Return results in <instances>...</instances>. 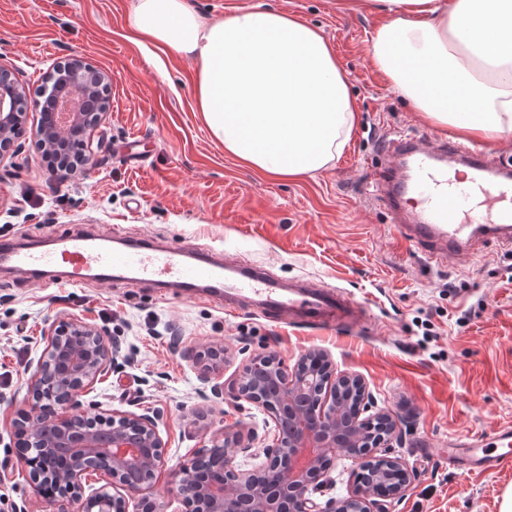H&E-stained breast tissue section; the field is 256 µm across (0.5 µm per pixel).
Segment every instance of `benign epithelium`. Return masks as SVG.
Returning a JSON list of instances; mask_svg holds the SVG:
<instances>
[{
	"instance_id": "obj_1",
	"label": "benign epithelium",
	"mask_w": 512,
	"mask_h": 512,
	"mask_svg": "<svg viewBox=\"0 0 512 512\" xmlns=\"http://www.w3.org/2000/svg\"><path fill=\"white\" fill-rule=\"evenodd\" d=\"M69 79L53 73L44 78L43 96L54 99L51 112L40 114L34 136L46 154H59L65 141L84 145L102 120L108 100L99 89L111 76L80 56L66 66ZM23 87L0 66V160L19 138L25 113ZM96 164L93 150L78 165L52 168L59 181L84 177ZM118 347L105 329L78 318L59 319L49 327L46 344L31 376L29 409L13 422L14 445L25 449L41 468L30 471L32 486L54 483L46 496L53 512H164L150 496L165 466L166 443L155 417L127 411L81 410V397L112 366ZM222 358L200 373L210 385L205 400L244 401L263 412L272 431L217 436L182 466L174 492L185 512H395L417 472L391 449L404 445L406 431L390 425L374 447L383 467L357 474L344 497L327 496L335 481L328 475L338 453H354L369 420L361 415L377 408L373 394L358 377L334 372L321 352L312 350L288 366L276 356H259L229 382H211ZM256 442L262 463L242 469L237 462ZM102 471L108 481L86 489L85 475Z\"/></svg>"
}]
</instances>
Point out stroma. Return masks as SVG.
<instances>
[{
    "mask_svg": "<svg viewBox=\"0 0 512 512\" xmlns=\"http://www.w3.org/2000/svg\"><path fill=\"white\" fill-rule=\"evenodd\" d=\"M190 2L213 19L260 3L322 31L359 107L340 158L314 175L279 180L225 154L196 110L192 61L135 36L133 0H0V65L27 90V129L39 119L43 77L57 64L79 55L112 77L109 111L90 135L103 146L87 176L54 180L28 137L20 154L0 160V239L117 230L218 250L263 263L284 281L342 289L370 321L312 326L229 315L206 296L150 284H26L0 273V512H51L12 450L11 423L28 406L48 324L63 317L105 328L119 349L85 402L158 413L166 465L154 495L166 512H182L176 476L211 436L265 429V414L250 405L202 402L194 356L216 345L227 351L221 382L253 357L290 365L310 350L363 379L379 408L407 423L399 453L418 478L396 512H501L512 467L461 474L448 465V443L512 422V252L489 244L435 265L431 245L406 242L377 202L383 139L440 133L370 66L378 14L362 0ZM131 136L146 146L135 164L118 151Z\"/></svg>",
    "mask_w": 512,
    "mask_h": 512,
    "instance_id": "35a3bbf8",
    "label": "stroma"
}]
</instances>
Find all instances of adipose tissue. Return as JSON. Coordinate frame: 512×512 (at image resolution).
I'll return each instance as SVG.
<instances>
[{
  "label": "adipose tissue",
  "mask_w": 512,
  "mask_h": 512,
  "mask_svg": "<svg viewBox=\"0 0 512 512\" xmlns=\"http://www.w3.org/2000/svg\"><path fill=\"white\" fill-rule=\"evenodd\" d=\"M372 2L368 60L398 96L462 139L512 137V0ZM133 25L194 61L198 112L258 176L311 175L346 147L358 107L318 28L260 4L209 20L189 0H135Z\"/></svg>",
  "instance_id": "1"
}]
</instances>
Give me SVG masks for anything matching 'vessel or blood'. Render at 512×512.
I'll list each match as a JSON object with an SVG mask.
<instances>
[{
  "label": "vessel or blood",
  "instance_id": "obj_1",
  "mask_svg": "<svg viewBox=\"0 0 512 512\" xmlns=\"http://www.w3.org/2000/svg\"><path fill=\"white\" fill-rule=\"evenodd\" d=\"M381 151L389 162L380 170L381 199L389 208L413 200L410 224L402 237L428 242L435 263L494 243L512 250V169L497 164L484 149L454 141L434 143L399 134ZM0 267L14 278L42 281L58 274L60 282L79 285L151 282L181 289L188 297L208 290L227 312L257 309L268 316L316 326L336 327L358 321L361 311L343 291L315 281L286 288L268 276L265 266L226 261L222 254L182 246L162 247L142 238L107 244L103 237L74 235L45 247L37 242L0 240ZM512 424L487 436L469 437L448 448V464L466 474L497 472L511 463Z\"/></svg>",
  "mask_w": 512,
  "mask_h": 512
}]
</instances>
